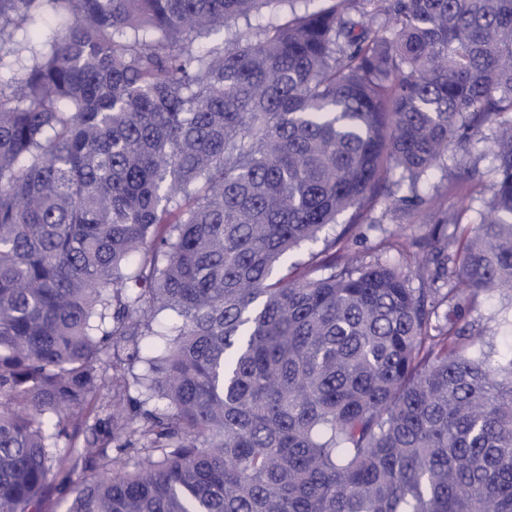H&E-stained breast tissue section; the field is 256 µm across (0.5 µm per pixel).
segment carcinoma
I'll list each match as a JSON object with an SVG mask.
<instances>
[{"instance_id":"1","label":"carcinoma","mask_w":512,"mask_h":512,"mask_svg":"<svg viewBox=\"0 0 512 512\" xmlns=\"http://www.w3.org/2000/svg\"><path fill=\"white\" fill-rule=\"evenodd\" d=\"M314 2L0 0V512H512V355L460 325L512 293V0ZM486 126L431 282L276 276Z\"/></svg>"}]
</instances>
